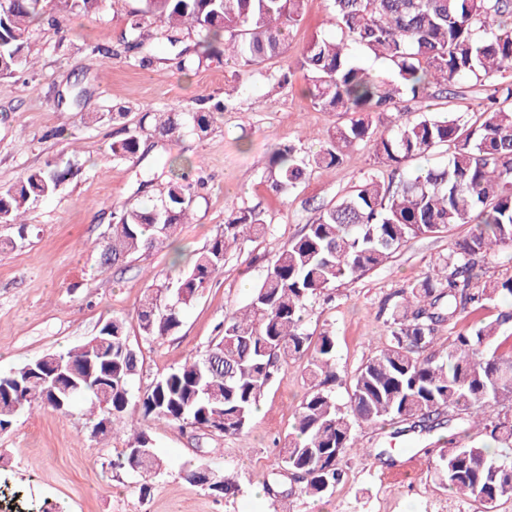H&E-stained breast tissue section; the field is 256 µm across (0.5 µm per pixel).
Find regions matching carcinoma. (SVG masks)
Instances as JSON below:
<instances>
[{
	"label": "carcinoma",
	"mask_w": 512,
	"mask_h": 512,
	"mask_svg": "<svg viewBox=\"0 0 512 512\" xmlns=\"http://www.w3.org/2000/svg\"><path fill=\"white\" fill-rule=\"evenodd\" d=\"M338 35L314 36L298 64L307 74L314 107L342 112L347 122L328 134L316 152L293 143L275 150L268 175L273 191L286 194L312 170L342 163L346 150L363 145L383 165L387 177L372 175L363 185L322 209L304 232L275 254L243 310L224 318L201 356L153 380L138 397L142 416L191 425L221 434H241L253 420L265 392L288 361L307 358L309 392L295 417V433L280 450L283 470L304 482L310 496L328 494L344 476L339 463L358 447L363 422L394 425V435L444 428L445 410L462 416V432L479 428L485 440L455 445L440 458L449 490L480 503L485 512L512 498V462L493 457L489 445L512 447V356L492 341L512 325V276L481 281L479 263L500 247H512V0H329ZM105 0H0V76L29 64L32 29L47 9L93 15ZM304 0H142L130 12L126 54L139 52L151 25L166 27L177 50L178 69L189 72L224 59L247 72L285 50L286 32L303 18ZM379 61L376 73L356 53ZM488 88L477 118L465 112L424 111L413 120L378 125L404 102L448 95L451 86ZM213 112H193V128L207 131ZM112 156L137 157L134 133L110 146ZM445 153L442 162L408 171L410 159ZM169 175L166 195L152 206L131 205L108 225L105 252L116 264L141 252L171 244L188 223L193 184L174 160L160 165ZM69 170L48 164L0 190V224L16 229L8 244L25 240L23 216L29 203L56 194ZM453 224L475 229L456 242L448 256L424 276L398 291L388 307L390 343L367 359L353 378L345 406L336 402V340L324 331L312 339L304 323L308 302L337 283L383 266L408 240L441 232ZM261 213L242 209L224 220L220 233L193 264L173 281L143 298L137 314L141 335L158 341L182 324L183 310L224 268L229 245L264 230ZM496 309L456 334L448 351L434 349L437 327ZM139 352L125 321H107L90 339L65 352L48 353L0 375V431L17 410L34 405L67 413L89 404L93 426L108 414L105 435L126 424ZM19 409H14V406ZM131 439L113 466L133 470L131 453L146 460L135 471L157 477L166 463L154 439L137 419ZM195 460L184 478L207 486L215 496L234 487L218 470Z\"/></svg>",
	"instance_id": "cac0c4a2"
}]
</instances>
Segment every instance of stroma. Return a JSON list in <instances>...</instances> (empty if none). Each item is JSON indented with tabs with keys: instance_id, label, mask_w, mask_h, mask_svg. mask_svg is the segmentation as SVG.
Listing matches in <instances>:
<instances>
[{
	"instance_id": "obj_1",
	"label": "stroma",
	"mask_w": 512,
	"mask_h": 512,
	"mask_svg": "<svg viewBox=\"0 0 512 512\" xmlns=\"http://www.w3.org/2000/svg\"><path fill=\"white\" fill-rule=\"evenodd\" d=\"M139 5L108 0L96 15L64 14L58 25L36 28L29 43L34 68L0 78V188L49 163L71 170L56 195L30 206L23 244L2 247L16 232L0 226V374L70 348L119 317L140 351L137 386L146 390L157 376L204 354L217 325L248 303L275 254L321 209L379 169L368 149L355 146L333 172L314 171L286 195L273 193L265 180L279 143L298 138L303 149L315 150L345 121L342 113L314 108L297 63L314 36L332 33L329 0H306L286 51L248 74L216 61L181 72L158 24L144 49L150 63L130 64L117 48L129 12ZM282 73L286 88H274L273 76ZM75 83L86 92L80 106L59 103V93ZM205 101L224 104L206 133H157L156 112H195ZM131 131L141 140L137 158L113 159L112 142ZM163 156L177 159L197 190L188 224L172 245L102 265L112 215L164 194L165 180L151 177ZM249 208L261 212L264 233L226 253L223 271L186 309L177 332L154 342L141 336L137 310L144 295L186 269L227 216ZM471 230L458 224L411 239L387 264L313 303L307 332L327 331L336 339L338 403H347L358 368L389 341L384 302ZM305 364L289 361L243 434L146 421L167 461L146 496L140 479L111 466L125 435H93L82 407L67 415L43 406L22 411L0 432V512H39L47 498L65 501L69 512H480L479 504L441 480L437 464L448 448L446 428L408 439L393 437L388 426L361 424L359 451L343 458L345 478L323 498L280 475L279 451L308 391ZM383 448L394 449L393 464L379 459ZM199 458L234 482L235 494L218 498L187 482L182 464Z\"/></svg>"
}]
</instances>
